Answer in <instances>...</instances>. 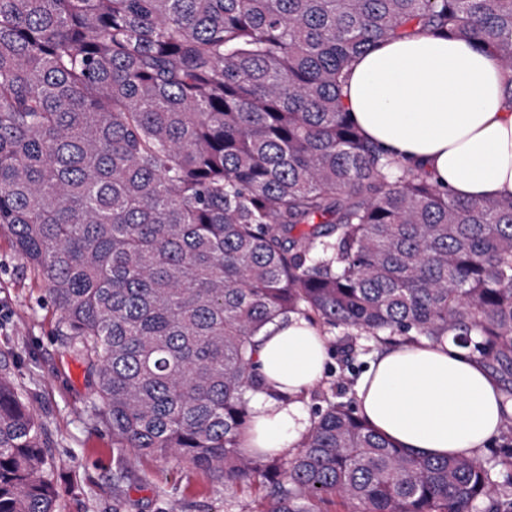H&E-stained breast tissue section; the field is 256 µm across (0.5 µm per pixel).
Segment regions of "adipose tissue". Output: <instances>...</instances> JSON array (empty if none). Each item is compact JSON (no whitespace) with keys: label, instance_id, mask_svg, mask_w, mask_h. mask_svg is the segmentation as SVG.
<instances>
[{"label":"adipose tissue","instance_id":"obj_1","mask_svg":"<svg viewBox=\"0 0 512 512\" xmlns=\"http://www.w3.org/2000/svg\"><path fill=\"white\" fill-rule=\"evenodd\" d=\"M364 135L423 166L455 197L512 196V94L496 57L456 38L416 36L360 56L344 89ZM244 445L285 454L311 425L303 394L320 380L326 342L303 317L266 325ZM369 426L432 458L478 457L512 418L497 378L451 341L404 343L376 355L356 389Z\"/></svg>","mask_w":512,"mask_h":512}]
</instances>
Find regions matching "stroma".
<instances>
[{
  "label": "stroma",
  "instance_id": "1",
  "mask_svg": "<svg viewBox=\"0 0 512 512\" xmlns=\"http://www.w3.org/2000/svg\"><path fill=\"white\" fill-rule=\"evenodd\" d=\"M0 369L6 370L42 424L58 485L57 512H252L250 491L212 474L133 452L118 453L85 364L60 331V312L42 276L0 233ZM323 378L308 392V411L351 401L357 378L377 349L363 336L327 332Z\"/></svg>",
  "mask_w": 512,
  "mask_h": 512
}]
</instances>
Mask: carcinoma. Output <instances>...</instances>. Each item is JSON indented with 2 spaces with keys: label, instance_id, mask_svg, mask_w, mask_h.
<instances>
[{
  "label": "carcinoma",
  "instance_id": "cac0c4a2",
  "mask_svg": "<svg viewBox=\"0 0 512 512\" xmlns=\"http://www.w3.org/2000/svg\"><path fill=\"white\" fill-rule=\"evenodd\" d=\"M465 39L512 84V0H0V232L38 269L112 445L259 491V512H512L496 467L408 453L330 401L289 457L242 447L256 335L300 315L451 336L512 401V197L459 199L351 118L356 59ZM0 372V512H55Z\"/></svg>",
  "mask_w": 512,
  "mask_h": 512
}]
</instances>
